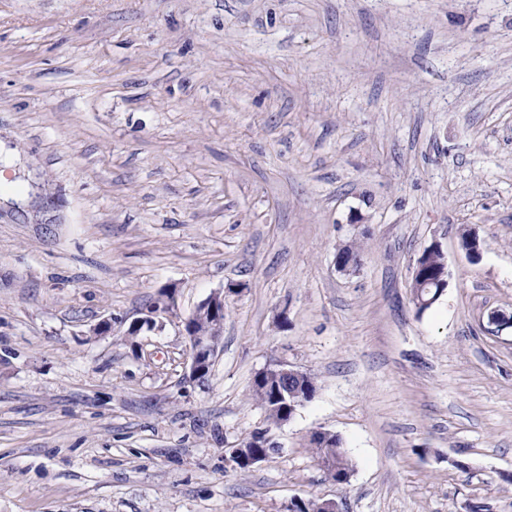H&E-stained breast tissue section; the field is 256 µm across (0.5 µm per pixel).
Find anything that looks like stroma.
Here are the masks:
<instances>
[{
    "label": "stroma",
    "mask_w": 512,
    "mask_h": 512,
    "mask_svg": "<svg viewBox=\"0 0 512 512\" xmlns=\"http://www.w3.org/2000/svg\"><path fill=\"white\" fill-rule=\"evenodd\" d=\"M0 141V512H512V0H0ZM230 283L189 381L182 323ZM280 364L318 390L272 427ZM167 312H169L167 297L161 295L160 302L154 304L150 309H147L143 317L130 325L129 330L139 329V332L143 329L154 330L157 327L158 322H160V315ZM300 384L302 397L296 399V397H290L288 395V404H285L284 400L279 397V387L275 380L267 376L259 378L258 374L255 376L252 383L251 395L261 408L264 409L270 425L278 426L282 420H285L288 417V409L290 412V405L294 401L297 400L292 409V416H294L300 406L310 401L315 396L317 391L316 381L310 373H308V376L304 378ZM291 418L292 417H288V421H290ZM285 422L287 421H282V423ZM313 434L334 435L330 432L316 431ZM310 443L312 445L315 457L321 464L326 459H333L336 463L335 469L323 468L327 476L338 486H345L350 483L353 475V465L343 447L341 438L334 435L328 439L312 435ZM350 478L349 480H347Z\"/></svg>",
    "instance_id": "obj_1"
}]
</instances>
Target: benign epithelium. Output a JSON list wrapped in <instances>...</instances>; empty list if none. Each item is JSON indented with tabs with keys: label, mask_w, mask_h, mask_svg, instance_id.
<instances>
[{
	"label": "benign epithelium",
	"mask_w": 512,
	"mask_h": 512,
	"mask_svg": "<svg viewBox=\"0 0 512 512\" xmlns=\"http://www.w3.org/2000/svg\"><path fill=\"white\" fill-rule=\"evenodd\" d=\"M242 288L240 284H230L210 294L196 308V312L191 314L183 321V332L189 339V374L188 379L191 381H203V373L211 367L214 359L215 350L210 345L211 337L218 336L223 333L224 329V300L226 295L235 293ZM201 310H208L213 317L209 327L203 331H197L193 328L192 322L196 317V313ZM168 312L167 297L163 296L160 302L154 304L146 311L143 317L130 325L132 329L152 330L157 327L160 322V316ZM265 374H274L277 378L288 382L292 379H302L303 372L291 367L288 364H280L274 368H266L263 370Z\"/></svg>",
	"instance_id": "benign-epithelium-1"
}]
</instances>
